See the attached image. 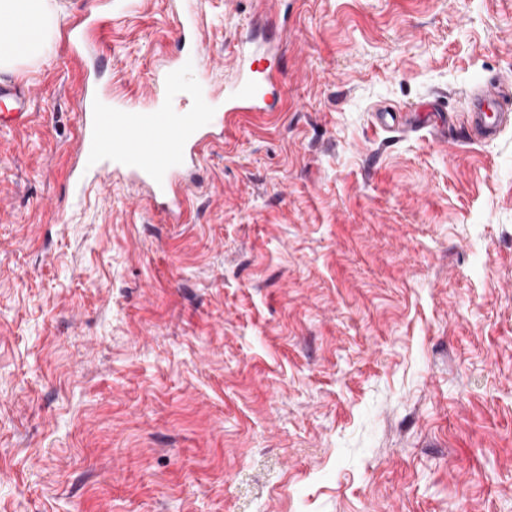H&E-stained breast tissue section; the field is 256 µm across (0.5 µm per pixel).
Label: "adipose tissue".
<instances>
[{
  "mask_svg": "<svg viewBox=\"0 0 512 512\" xmlns=\"http://www.w3.org/2000/svg\"><path fill=\"white\" fill-rule=\"evenodd\" d=\"M58 25L50 0H0V74L49 57Z\"/></svg>",
  "mask_w": 512,
  "mask_h": 512,
  "instance_id": "ef3b65f1",
  "label": "adipose tissue"
}]
</instances>
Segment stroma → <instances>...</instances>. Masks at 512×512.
<instances>
[{
	"instance_id": "stroma-1",
	"label": "stroma",
	"mask_w": 512,
	"mask_h": 512,
	"mask_svg": "<svg viewBox=\"0 0 512 512\" xmlns=\"http://www.w3.org/2000/svg\"><path fill=\"white\" fill-rule=\"evenodd\" d=\"M98 16L109 91L178 53L173 0ZM216 87L282 40L270 120L205 141L181 221L76 185L64 41L0 132V512H512V0H189ZM413 116L415 128L376 116ZM506 97H512V75L499 77L473 99V120L481 128L485 140L494 138L509 120V113L503 112L501 108V103ZM489 103L496 104L499 110L494 121H488V113L484 112V107Z\"/></svg>"
}]
</instances>
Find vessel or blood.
<instances>
[{
	"label": "vessel or blood",
	"mask_w": 512,
	"mask_h": 512,
	"mask_svg": "<svg viewBox=\"0 0 512 512\" xmlns=\"http://www.w3.org/2000/svg\"><path fill=\"white\" fill-rule=\"evenodd\" d=\"M199 16L182 17L179 26L189 38L188 53L164 71L159 92L132 104L125 98H111V107H102L105 91L83 85L77 92L80 133L76 152L81 172L106 181L110 174L124 175L145 184L154 202L169 220H178L185 204L182 176L199 160L204 135L223 134L229 115L237 112H263L267 98L279 86L275 75L261 70L265 54L251 43H239L235 56L237 75L224 88V103L216 105L202 94L203 80L196 77V64L202 57L203 39ZM96 23L74 24L65 42L74 58H84L96 45ZM196 100L193 111H179L175 103L183 98ZM512 97V75H504L487 85L473 99V120L484 139L494 138L512 119L500 111L489 117L485 107L499 105ZM0 102L9 109L0 112V129H18L32 117V91L25 83H0Z\"/></svg>",
	"instance_id": "obj_1"
}]
</instances>
